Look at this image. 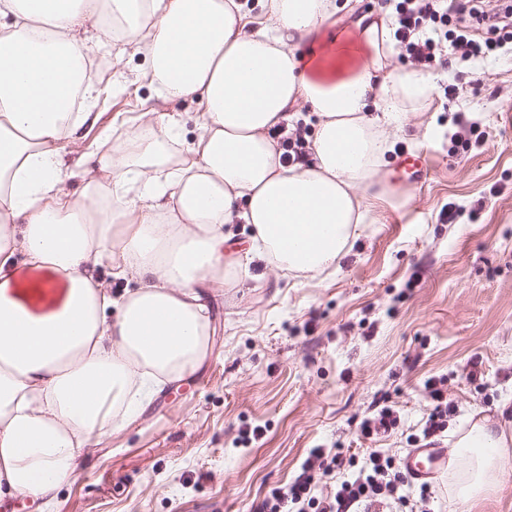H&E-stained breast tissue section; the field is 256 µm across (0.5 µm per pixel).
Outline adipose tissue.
I'll return each mask as SVG.
<instances>
[{
  "instance_id": "ef3b65f1",
  "label": "adipose tissue",
  "mask_w": 512,
  "mask_h": 512,
  "mask_svg": "<svg viewBox=\"0 0 512 512\" xmlns=\"http://www.w3.org/2000/svg\"><path fill=\"white\" fill-rule=\"evenodd\" d=\"M0 0V508L52 499L84 453L212 352L204 283L246 256L299 277L337 268L380 204L408 205L382 175L395 136L431 99V73L394 64L392 18L336 0ZM344 13L353 41L303 43ZM145 55L165 100L200 99L198 132L126 131L111 161L88 144L63 168L60 141L95 123L103 94L79 35L87 21ZM88 104L70 110L72 89ZM316 121L310 157L283 165L274 130ZM131 275L113 295L103 266ZM512 433L475 420L455 442L448 498L495 493Z\"/></svg>"
}]
</instances>
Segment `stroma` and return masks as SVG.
Instances as JSON below:
<instances>
[{
	"mask_svg": "<svg viewBox=\"0 0 512 512\" xmlns=\"http://www.w3.org/2000/svg\"><path fill=\"white\" fill-rule=\"evenodd\" d=\"M426 69L440 90L412 121L431 135L395 147L428 161L407 187L411 202L384 207L336 270L296 277L256 259L246 276L227 272L210 292L213 353L202 367L89 449L47 507L22 496L9 512H256L310 449L361 456L373 446L402 459L429 412L431 377L444 378L456 404L441 447L453 448L475 411L498 419L497 405L512 398V60L466 68L451 57ZM148 70L143 55L97 53L92 76L112 93L85 138L63 140L67 159L147 119L196 135L201 103L162 102ZM451 84L458 90L445 96ZM457 115L485 140L452 156L448 120ZM450 207L455 223L441 222ZM386 405L398 428L363 438L360 421ZM245 425L264 430L248 447L237 441ZM429 486V512H512V466L472 507L449 504L444 477Z\"/></svg>",
	"mask_w": 512,
	"mask_h": 512,
	"instance_id": "obj_1",
	"label": "stroma"
}]
</instances>
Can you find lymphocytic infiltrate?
Segmentation results:
<instances>
[{"mask_svg": "<svg viewBox=\"0 0 512 512\" xmlns=\"http://www.w3.org/2000/svg\"><path fill=\"white\" fill-rule=\"evenodd\" d=\"M395 12V38L415 63L432 62L447 44L465 59L512 56V16L500 14L489 2L479 9L473 0H398ZM476 12L488 32L483 39L465 23L466 16ZM345 465L341 454L312 449L299 473L265 496L259 512H379L384 506L409 505V498L400 493L406 475L392 457L378 451L369 453L357 473L336 481L330 496L316 497L318 484Z\"/></svg>", "mask_w": 512, "mask_h": 512, "instance_id": "1", "label": "lymphocytic infiltrate"}]
</instances>
